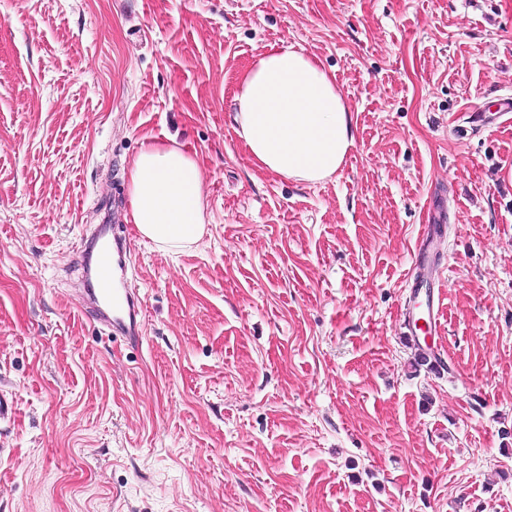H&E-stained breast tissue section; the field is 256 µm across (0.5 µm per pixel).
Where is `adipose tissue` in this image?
<instances>
[{
  "mask_svg": "<svg viewBox=\"0 0 512 512\" xmlns=\"http://www.w3.org/2000/svg\"><path fill=\"white\" fill-rule=\"evenodd\" d=\"M235 121L253 163L304 183L335 175L354 144L351 110L323 65L290 48L251 61L236 81ZM137 230L166 250L205 233L203 183L197 161L180 149L146 144L128 182Z\"/></svg>",
  "mask_w": 512,
  "mask_h": 512,
  "instance_id": "1",
  "label": "adipose tissue"
}]
</instances>
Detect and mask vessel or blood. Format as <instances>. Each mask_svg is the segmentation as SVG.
<instances>
[{
  "instance_id": "b4317fda",
  "label": "vessel or blood",
  "mask_w": 512,
  "mask_h": 512,
  "mask_svg": "<svg viewBox=\"0 0 512 512\" xmlns=\"http://www.w3.org/2000/svg\"><path fill=\"white\" fill-rule=\"evenodd\" d=\"M448 208L442 195L431 194L425 209L413 253L408 281L406 320L412 336L421 343L426 365L443 368L440 353L426 344L427 335L440 323V293L443 267L440 253L445 246ZM127 247L125 239L112 232L111 218L96 225L86 248L87 266L97 286L90 291V302L100 321L112 332L129 340L143 337L145 311L133 290L124 284Z\"/></svg>"
}]
</instances>
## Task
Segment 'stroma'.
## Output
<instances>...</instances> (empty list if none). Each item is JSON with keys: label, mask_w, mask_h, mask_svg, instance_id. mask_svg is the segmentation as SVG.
<instances>
[{"label": "stroma", "mask_w": 512, "mask_h": 512, "mask_svg": "<svg viewBox=\"0 0 512 512\" xmlns=\"http://www.w3.org/2000/svg\"><path fill=\"white\" fill-rule=\"evenodd\" d=\"M320 61L354 144L316 184L233 121L252 58ZM512 0H0V512H512ZM185 150L206 232L125 216L139 343L77 248L144 141ZM448 189L447 372L402 324Z\"/></svg>", "instance_id": "obj_1"}]
</instances>
